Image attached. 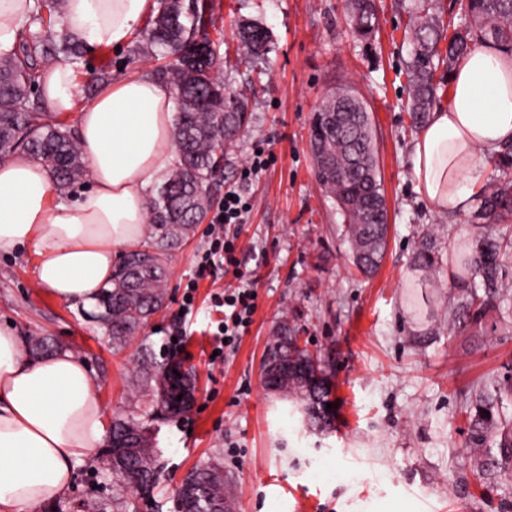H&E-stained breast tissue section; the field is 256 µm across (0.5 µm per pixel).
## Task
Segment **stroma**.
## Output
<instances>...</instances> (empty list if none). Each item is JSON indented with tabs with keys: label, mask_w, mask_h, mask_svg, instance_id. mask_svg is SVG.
Listing matches in <instances>:
<instances>
[{
	"label": "stroma",
	"mask_w": 512,
	"mask_h": 512,
	"mask_svg": "<svg viewBox=\"0 0 512 512\" xmlns=\"http://www.w3.org/2000/svg\"><path fill=\"white\" fill-rule=\"evenodd\" d=\"M382 0L379 30L358 40L345 0H212L222 60L235 88L261 78L251 119L224 168L221 187L240 182L248 157L264 150L268 168L243 183L252 210L237 234L239 256L256 272L257 309L248 333L223 366H211L213 334L224 314L213 298L235 287L232 272L198 276L196 260L211 241L210 223L166 256V302L148 323L115 342L78 302L41 288L32 250L0 254V324L85 360L108 419L146 427L161 467L149 495L130 496L128 512H172L177 487L200 460L224 469L235 512H512V472L489 469L474 448L466 407L481 389L512 376V298L489 302L481 321L458 331L449 323L465 285L452 280L451 245L477 238L472 211L448 219L432 212L413 188L405 74L412 45L408 15ZM264 25L275 50L265 76L238 47L235 23ZM112 76L157 74L163 61L131 48L94 51L75 63L80 102H89L102 57ZM365 100L388 206V244L374 276L350 260L343 219L314 177L312 116L336 86ZM432 234L437 271L422 281L411 262L423 234ZM194 307L180 309L189 282ZM294 325L300 342L320 355L334 383L336 428H311L297 399L266 391L260 365L275 327ZM177 353L196 382L189 411L169 416L157 395L136 384L141 344L157 358ZM110 500L112 476L99 458L79 463L72 485L41 512H78L83 500Z\"/></svg>",
	"instance_id": "35a3bbf8"
}]
</instances>
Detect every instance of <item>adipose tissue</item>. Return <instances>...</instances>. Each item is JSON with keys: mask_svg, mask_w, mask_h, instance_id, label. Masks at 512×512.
<instances>
[{"mask_svg": "<svg viewBox=\"0 0 512 512\" xmlns=\"http://www.w3.org/2000/svg\"><path fill=\"white\" fill-rule=\"evenodd\" d=\"M157 0H67L62 27L90 46L123 48ZM33 0H0V51L20 41ZM45 107L77 115L78 146L92 185L73 202L54 201L39 161L0 160V253L32 249L40 287L63 302H94L116 259L143 236L150 189L177 162L171 87L140 73L77 102L72 66L38 77ZM512 144V53L481 44L461 57L445 105L432 113L411 153L415 190L430 209L465 211L488 163ZM0 326V512H37L69 489L75 465L106 435V411L83 359L32 357Z\"/></svg>", "mask_w": 512, "mask_h": 512, "instance_id": "ef3b65f1", "label": "adipose tissue"}]
</instances>
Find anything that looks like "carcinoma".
<instances>
[{
	"instance_id": "carcinoma-1",
	"label": "carcinoma",
	"mask_w": 512,
	"mask_h": 512,
	"mask_svg": "<svg viewBox=\"0 0 512 512\" xmlns=\"http://www.w3.org/2000/svg\"><path fill=\"white\" fill-rule=\"evenodd\" d=\"M409 17L412 27L410 59L406 75L411 88L410 119L414 129L429 119L438 91L445 88L459 57L466 54L480 33L485 42L512 43V0H456L458 22L442 19L439 0H416ZM66 0H35L31 29L18 48L0 54V151H22L43 163L53 184L66 193L86 177V166L76 137L60 117L35 100L37 73L60 59L80 60L88 47L71 35L51 27L45 18L63 15ZM351 22L364 40L378 30L376 0H346ZM214 24L209 0H161V8L149 17L141 31L136 50L167 60L162 78L175 92L176 115L173 139L178 161L149 203V221L154 245L137 250L116 266L112 287L101 291L94 318L112 340H122L142 327L164 303L166 251L190 237L207 216L224 172L227 151L237 141L250 119L249 92L232 87L219 75L214 48L202 53L197 36ZM244 53L256 60L272 52L269 32L259 23L244 22L237 29ZM445 41L444 49H439ZM310 148L314 174L332 199L346 224V236L353 264L366 275L380 267L388 236V209L379 177L374 132L366 105L354 107L346 87L337 88L311 121ZM497 182L475 196L476 218L486 224H512V149L497 160ZM502 242L490 232L472 242L463 255L461 271L470 277L471 298L466 310L481 314L485 297L512 288L504 269ZM413 264L430 273L437 267L435 249L423 240ZM268 354L303 363L309 378L293 372L279 374L275 390L291 393L305 405L307 420L322 431L333 428L334 416L326 408L331 402V384L320 361L299 346L295 329L281 324ZM166 362L155 360L148 350L138 358V373L161 394L159 405L167 407L173 393ZM512 402V381L482 393L468 410L475 446L497 459V468L512 469V420L506 416L505 402ZM142 432L136 423L117 419L112 423V440L103 451L104 463L112 471V510L128 507L127 493L133 489L146 494L157 480V465L146 435L144 447L128 448L127 432ZM183 484L195 489L188 499L177 496L175 512H232V499L224 483V470L216 463H200Z\"/></svg>"
}]
</instances>
